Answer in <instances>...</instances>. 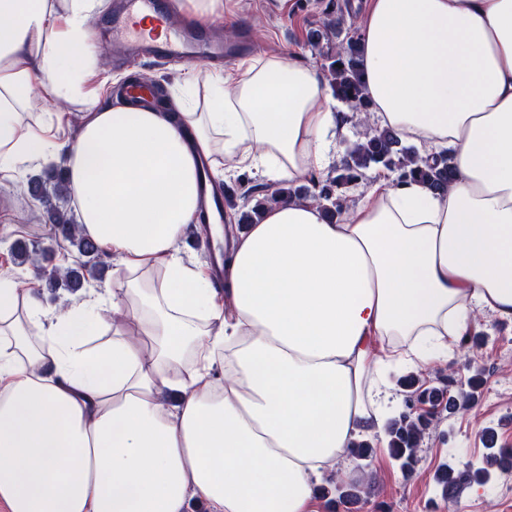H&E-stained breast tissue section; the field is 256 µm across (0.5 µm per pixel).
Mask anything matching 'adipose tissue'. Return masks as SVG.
<instances>
[{
	"label": "adipose tissue",
	"mask_w": 512,
	"mask_h": 512,
	"mask_svg": "<svg viewBox=\"0 0 512 512\" xmlns=\"http://www.w3.org/2000/svg\"><path fill=\"white\" fill-rule=\"evenodd\" d=\"M98 3L0 0V172L64 155L120 283L48 311L0 271V512H321L327 471L382 428L373 372L447 362L476 310L512 321V0H369L371 118L448 153L453 183L380 173L333 220L280 198L225 224L220 289L180 248L199 157L297 185L348 115L283 54L201 70L163 108L101 105ZM38 87L86 101L74 143L28 119Z\"/></svg>",
	"instance_id": "adipose-tissue-1"
}]
</instances>
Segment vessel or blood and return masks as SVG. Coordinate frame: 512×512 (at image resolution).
Segmentation results:
<instances>
[{
  "instance_id": "1",
  "label": "vessel or blood",
  "mask_w": 512,
  "mask_h": 512,
  "mask_svg": "<svg viewBox=\"0 0 512 512\" xmlns=\"http://www.w3.org/2000/svg\"><path fill=\"white\" fill-rule=\"evenodd\" d=\"M112 46L122 58L146 54L162 64H207L224 55L223 44L209 30L181 22L172 15L166 0H118L112 16ZM120 93L130 103L145 105L153 96V88L147 82L133 80ZM202 197L211 205L210 219L221 220L223 191L206 179L202 182Z\"/></svg>"
}]
</instances>
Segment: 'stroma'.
<instances>
[{"label": "stroma", "instance_id": "obj_1", "mask_svg": "<svg viewBox=\"0 0 512 512\" xmlns=\"http://www.w3.org/2000/svg\"><path fill=\"white\" fill-rule=\"evenodd\" d=\"M326 2L306 0L305 7L286 11L278 0H234L233 18L216 20L215 25L229 34L231 43H244V56L280 52L317 68L322 63V50L309 44L307 31ZM97 11L102 24L90 31L97 51L90 85L105 79L117 85L137 75L168 92L189 77L190 67L186 64L164 66L139 60L114 66L108 41L110 30L104 24L111 16V0H101ZM86 109L82 101L59 99L41 88L35 91L30 104L34 119L51 124L54 134L68 141L77 137L71 117ZM48 171L44 165L26 168L18 174L0 172V270L24 279L32 275L46 279L51 266L17 265L11 245L18 240L48 245L47 229L42 222L47 208L57 206L72 214L77 211L70 198H53L45 204L17 192L18 183ZM476 318L485 335L482 343L458 347L448 363L415 374L416 380L425 384L434 385L439 378L449 377L463 385L468 377L481 373L485 384L476 401L468 410L452 414L438 408L412 474H404L390 458L383 434L371 441L373 454L368 467L359 469L350 460L338 461L333 471L339 480L363 488L349 512H512V472L494 471L490 484H470L454 502L442 496L435 482L443 464L460 466L482 461L487 453V439H494L496 447L512 449V322L497 319L487 311L477 312Z\"/></svg>", "mask_w": 512, "mask_h": 512}]
</instances>
